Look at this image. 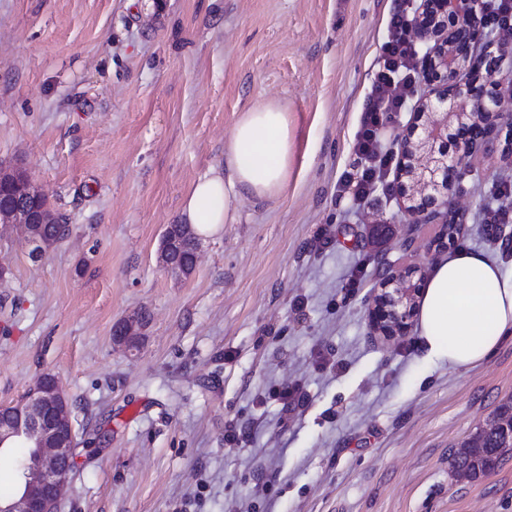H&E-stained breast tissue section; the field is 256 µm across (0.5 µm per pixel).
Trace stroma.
Wrapping results in <instances>:
<instances>
[{"instance_id":"1","label":"stroma","mask_w":512,"mask_h":512,"mask_svg":"<svg viewBox=\"0 0 512 512\" xmlns=\"http://www.w3.org/2000/svg\"><path fill=\"white\" fill-rule=\"evenodd\" d=\"M399 2L0 0V163L69 226L37 263L0 238V405L59 380L78 446L57 512H512L511 456L477 480L451 465L512 397V335L457 369L418 325L387 342L367 320L382 264L425 280L449 256L397 187L340 189ZM263 99L294 121L287 190L238 202L190 276L168 270L182 199ZM504 141L462 180L456 245L511 272L512 223L494 244L480 220L512 183ZM295 383L286 415L274 391Z\"/></svg>"}]
</instances>
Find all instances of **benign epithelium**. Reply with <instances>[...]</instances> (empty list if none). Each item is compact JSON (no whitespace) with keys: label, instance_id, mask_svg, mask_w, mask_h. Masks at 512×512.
Segmentation results:
<instances>
[{"label":"benign epithelium","instance_id":"benign-epithelium-1","mask_svg":"<svg viewBox=\"0 0 512 512\" xmlns=\"http://www.w3.org/2000/svg\"><path fill=\"white\" fill-rule=\"evenodd\" d=\"M482 0H421L411 25L423 47L419 59L428 95L415 109L400 139L396 179L404 211L413 222L462 224L451 191L466 170V158L512 113L501 109L502 81L512 77V44L484 31ZM44 223L38 206L14 204L0 187V229L21 235ZM419 284L410 270L382 272L367 310L370 325L388 338L402 336L416 309ZM30 448L15 493L0 497V512H56L74 469L76 433L68 399L56 376L42 374L26 399L0 406V450Z\"/></svg>","mask_w":512,"mask_h":512}]
</instances>
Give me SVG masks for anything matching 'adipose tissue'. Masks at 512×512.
Returning <instances> with one entry per match:
<instances>
[{"mask_svg":"<svg viewBox=\"0 0 512 512\" xmlns=\"http://www.w3.org/2000/svg\"><path fill=\"white\" fill-rule=\"evenodd\" d=\"M295 129L275 99L254 103L236 118L224 166L199 178L184 196L181 216L197 235L236 222V202L279 197L293 168ZM429 355L454 368L483 363L512 334V272L483 252L458 250L438 263L419 306Z\"/></svg>","mask_w":512,"mask_h":512,"instance_id":"obj_1","label":"adipose tissue"}]
</instances>
